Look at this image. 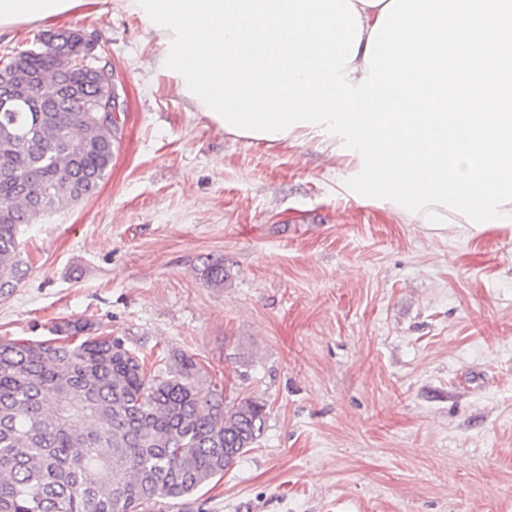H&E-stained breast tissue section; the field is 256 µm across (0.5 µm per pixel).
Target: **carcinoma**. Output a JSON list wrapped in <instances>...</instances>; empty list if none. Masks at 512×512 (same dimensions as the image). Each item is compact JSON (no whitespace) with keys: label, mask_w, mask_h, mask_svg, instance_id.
I'll list each match as a JSON object with an SVG mask.
<instances>
[{"label":"carcinoma","mask_w":512,"mask_h":512,"mask_svg":"<svg viewBox=\"0 0 512 512\" xmlns=\"http://www.w3.org/2000/svg\"><path fill=\"white\" fill-rule=\"evenodd\" d=\"M44 40L0 62L37 80L41 111L0 112V294L26 276L18 237L44 214L92 196L112 165L117 127L101 96L58 112L73 60ZM68 321L49 340H0V512H144L220 479L263 436L266 403L228 399L186 355L149 369L124 342Z\"/></svg>","instance_id":"carcinoma-1"}]
</instances>
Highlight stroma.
<instances>
[{
  "mask_svg": "<svg viewBox=\"0 0 512 512\" xmlns=\"http://www.w3.org/2000/svg\"><path fill=\"white\" fill-rule=\"evenodd\" d=\"M64 24L124 110L95 194L22 231L0 339L86 319L267 404L222 479L148 512H512V225L407 224L347 187L351 156L224 133L125 0Z\"/></svg>",
  "mask_w": 512,
  "mask_h": 512,
  "instance_id": "obj_1",
  "label": "stroma"
}]
</instances>
